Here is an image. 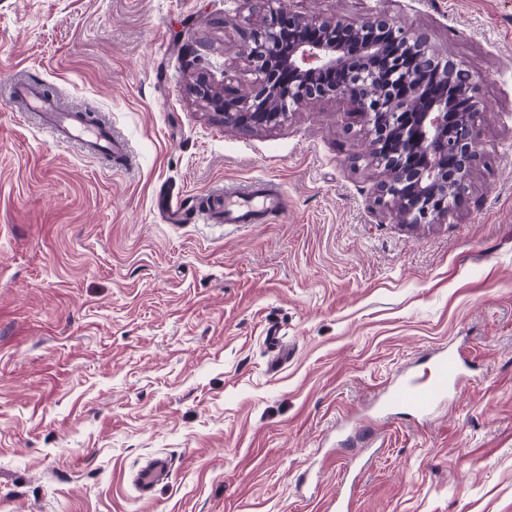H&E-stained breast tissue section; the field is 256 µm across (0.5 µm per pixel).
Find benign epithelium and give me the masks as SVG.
I'll list each match as a JSON object with an SVG mask.
<instances>
[{
    "label": "benign epithelium",
    "mask_w": 512,
    "mask_h": 512,
    "mask_svg": "<svg viewBox=\"0 0 512 512\" xmlns=\"http://www.w3.org/2000/svg\"><path fill=\"white\" fill-rule=\"evenodd\" d=\"M263 24L243 33L238 55L257 82L241 96L202 79L193 92L224 124L256 130L288 112L341 98L360 113L355 156L378 170L376 204L409 227L434 224L461 201L478 158L485 109L475 75L384 14L362 23L303 16L279 0H250Z\"/></svg>",
    "instance_id": "7a95c632"
}]
</instances>
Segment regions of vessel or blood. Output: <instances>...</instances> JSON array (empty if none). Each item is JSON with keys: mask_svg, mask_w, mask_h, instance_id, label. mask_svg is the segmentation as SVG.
Here are the masks:
<instances>
[{"mask_svg": "<svg viewBox=\"0 0 512 512\" xmlns=\"http://www.w3.org/2000/svg\"><path fill=\"white\" fill-rule=\"evenodd\" d=\"M13 94L23 101L27 111L43 115L44 127L54 138L79 142L88 154L124 160V145L113 138L107 127L78 121L73 113L60 111L52 97L33 85H14ZM283 205L284 199L279 190L265 181L245 195L225 197L224 221L228 224H256L280 212ZM461 370L462 362L456 354L439 353L432 373L404 377L395 385L391 396L395 402L409 406L416 413L427 414L447 394L449 387L457 383ZM170 467L167 457L148 459L134 477L140 497H153L158 485L169 475Z\"/></svg>", "mask_w": 512, "mask_h": 512, "instance_id": "b4317fda", "label": "vessel or blood"}]
</instances>
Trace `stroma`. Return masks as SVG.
I'll use <instances>...</instances> for the list:
<instances>
[{
  "label": "stroma",
  "mask_w": 512,
  "mask_h": 512,
  "mask_svg": "<svg viewBox=\"0 0 512 512\" xmlns=\"http://www.w3.org/2000/svg\"><path fill=\"white\" fill-rule=\"evenodd\" d=\"M284 5L388 14L476 75L464 201L385 217L346 101L252 132L197 102L196 77L256 80L245 0H0V512H512V0ZM17 81L105 119L131 166L56 141ZM260 179L284 192L268 223L197 221ZM444 348L466 364L430 416L386 403ZM170 461L166 456L148 459L134 477L135 487L141 498L153 497L157 486L170 473Z\"/></svg>",
  "instance_id": "obj_1"
}]
</instances>
